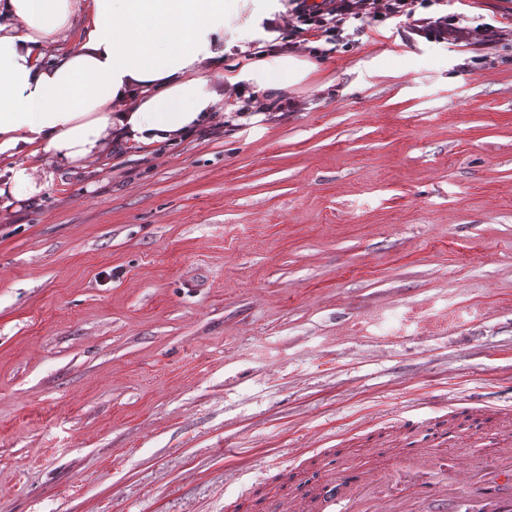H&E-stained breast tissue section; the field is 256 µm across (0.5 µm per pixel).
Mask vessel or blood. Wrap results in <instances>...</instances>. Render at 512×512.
<instances>
[{"label":"vessel or blood","mask_w":512,"mask_h":512,"mask_svg":"<svg viewBox=\"0 0 512 512\" xmlns=\"http://www.w3.org/2000/svg\"><path fill=\"white\" fill-rule=\"evenodd\" d=\"M438 464L417 448L392 462L389 471L358 476L327 462L315 489L299 504L273 497L268 512H512V447L469 464L455 487L427 481Z\"/></svg>","instance_id":"b4317fda"}]
</instances>
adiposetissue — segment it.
Wrapping results in <instances>:
<instances>
[{
	"label": "adipose tissue",
	"instance_id": "adipose-tissue-1",
	"mask_svg": "<svg viewBox=\"0 0 512 512\" xmlns=\"http://www.w3.org/2000/svg\"><path fill=\"white\" fill-rule=\"evenodd\" d=\"M280 0H0V201L38 200L55 175L117 148L151 150L223 119L229 89L269 99L312 61L276 56L224 73L225 40L268 22ZM84 35L64 41L76 24Z\"/></svg>",
	"mask_w": 512,
	"mask_h": 512
}]
</instances>
